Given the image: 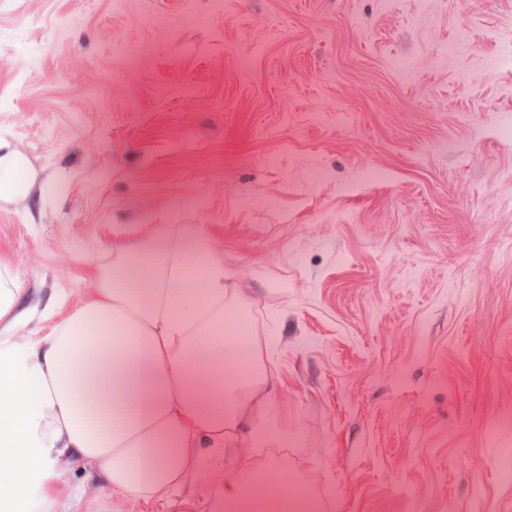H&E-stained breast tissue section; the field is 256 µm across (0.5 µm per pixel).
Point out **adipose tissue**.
Masks as SVG:
<instances>
[{
	"mask_svg": "<svg viewBox=\"0 0 512 512\" xmlns=\"http://www.w3.org/2000/svg\"><path fill=\"white\" fill-rule=\"evenodd\" d=\"M27 159L0 154V196L28 195ZM224 264L195 225L118 239L90 302L48 333L17 335L19 290L0 266V512H311L276 465L238 457L200 493L224 433L254 435L273 379L261 343L229 335ZM88 463L99 497L74 467Z\"/></svg>",
	"mask_w": 512,
	"mask_h": 512,
	"instance_id": "ef3b65f1",
	"label": "adipose tissue"
}]
</instances>
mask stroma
I'll return each instance as SVG.
<instances>
[{"mask_svg": "<svg viewBox=\"0 0 512 512\" xmlns=\"http://www.w3.org/2000/svg\"><path fill=\"white\" fill-rule=\"evenodd\" d=\"M512 0H0L23 308L194 224L324 512H512ZM28 160L17 152L0 154V198L27 196L33 181L28 176Z\"/></svg>", "mask_w": 512, "mask_h": 512, "instance_id": "35a3bbf8", "label": "stroma"}]
</instances>
